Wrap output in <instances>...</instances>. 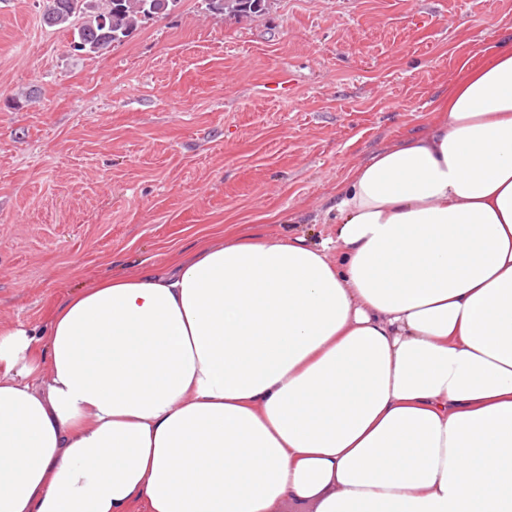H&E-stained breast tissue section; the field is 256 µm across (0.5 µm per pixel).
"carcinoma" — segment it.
Wrapping results in <instances>:
<instances>
[{"mask_svg": "<svg viewBox=\"0 0 512 512\" xmlns=\"http://www.w3.org/2000/svg\"><path fill=\"white\" fill-rule=\"evenodd\" d=\"M179 0H46L42 21L67 28L83 18L71 47L79 53H97L130 37L148 20L167 15ZM213 14L252 19L265 13L269 0H207Z\"/></svg>", "mask_w": 512, "mask_h": 512, "instance_id": "1", "label": "carcinoma"}]
</instances>
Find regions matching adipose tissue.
Masks as SVG:
<instances>
[{
  "label": "adipose tissue",
  "instance_id": "obj_1",
  "mask_svg": "<svg viewBox=\"0 0 512 512\" xmlns=\"http://www.w3.org/2000/svg\"><path fill=\"white\" fill-rule=\"evenodd\" d=\"M462 71L335 237L206 235L0 327V512H512V43Z\"/></svg>",
  "mask_w": 512,
  "mask_h": 512
}]
</instances>
